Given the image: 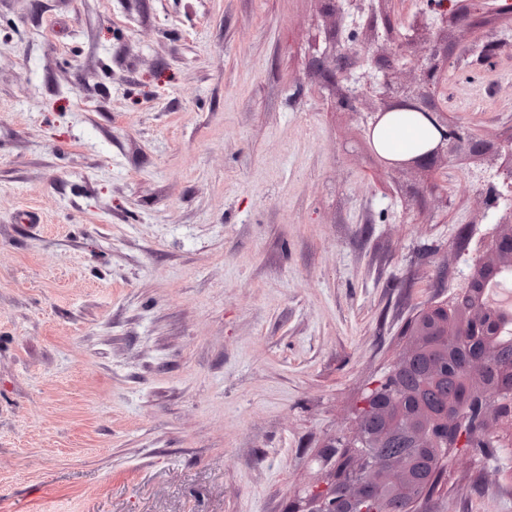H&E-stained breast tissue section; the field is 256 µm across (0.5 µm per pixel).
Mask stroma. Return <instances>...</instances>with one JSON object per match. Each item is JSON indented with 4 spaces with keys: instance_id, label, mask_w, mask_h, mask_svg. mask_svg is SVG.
Masks as SVG:
<instances>
[{
    "instance_id": "obj_1",
    "label": "stroma",
    "mask_w": 512,
    "mask_h": 512,
    "mask_svg": "<svg viewBox=\"0 0 512 512\" xmlns=\"http://www.w3.org/2000/svg\"><path fill=\"white\" fill-rule=\"evenodd\" d=\"M430 102L512 138V14ZM331 0H0V512H292L499 227L500 157L391 169ZM493 46L481 64L473 40ZM425 512H512V434Z\"/></svg>"
}]
</instances>
